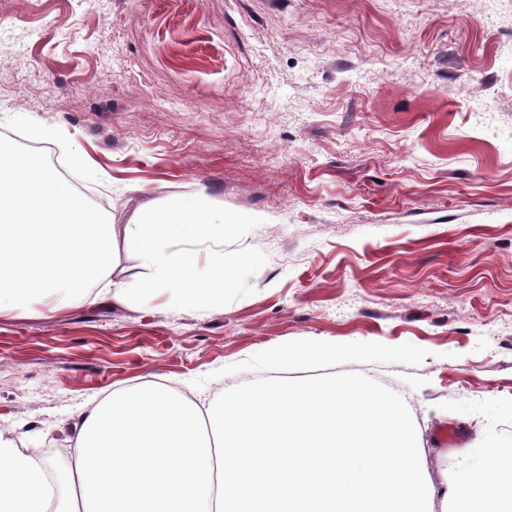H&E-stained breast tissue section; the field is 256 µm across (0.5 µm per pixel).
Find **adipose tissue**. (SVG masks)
Returning <instances> with one entry per match:
<instances>
[{
  "instance_id": "ef3b65f1",
  "label": "adipose tissue",
  "mask_w": 512,
  "mask_h": 512,
  "mask_svg": "<svg viewBox=\"0 0 512 512\" xmlns=\"http://www.w3.org/2000/svg\"><path fill=\"white\" fill-rule=\"evenodd\" d=\"M188 236L224 241L197 198L118 228L46 166L0 154V318L61 301L147 304L164 288L179 290L177 307L223 308L224 254L199 270ZM119 245L143 276L113 279ZM378 350L308 340L262 357L290 367ZM438 494L447 512H512V448L486 443L436 492L405 405L358 377L272 381L205 408L162 384L115 390L79 413L55 476L0 429V512H432Z\"/></svg>"
}]
</instances>
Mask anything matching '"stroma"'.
Wrapping results in <instances>:
<instances>
[{
    "instance_id": "stroma-1",
    "label": "stroma",
    "mask_w": 512,
    "mask_h": 512,
    "mask_svg": "<svg viewBox=\"0 0 512 512\" xmlns=\"http://www.w3.org/2000/svg\"><path fill=\"white\" fill-rule=\"evenodd\" d=\"M0 140L81 147L116 225L204 192L241 261L220 310L0 319V426L46 464L82 407L156 379L206 404L358 374L437 484L512 443V0H0ZM334 338L388 352L259 359Z\"/></svg>"
}]
</instances>
